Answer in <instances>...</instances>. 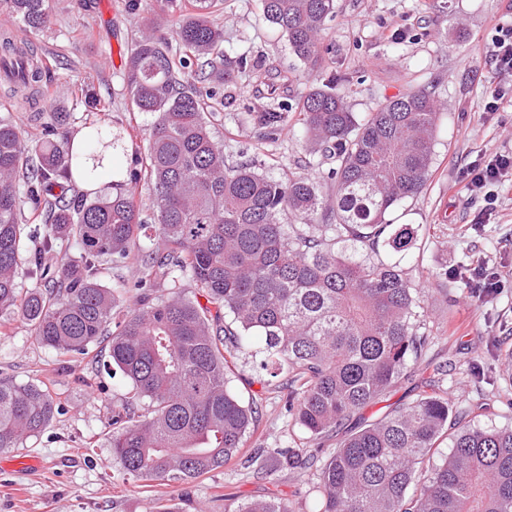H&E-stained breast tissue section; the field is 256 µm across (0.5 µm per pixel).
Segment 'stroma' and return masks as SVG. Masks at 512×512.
I'll return each mask as SVG.
<instances>
[{"label": "stroma", "instance_id": "obj_1", "mask_svg": "<svg viewBox=\"0 0 512 512\" xmlns=\"http://www.w3.org/2000/svg\"><path fill=\"white\" fill-rule=\"evenodd\" d=\"M218 22L225 50L249 61L245 73L225 84L212 118L231 160L254 151L257 133L243 117L264 102L270 88L282 91L293 112L334 73L351 111L361 116L383 99L432 84L441 112L432 174L422 192L393 213L421 228L403 264L424 299L432 341L415 372L364 415L377 419L412 402L443 369L441 389L450 399L490 402L480 424L511 423L512 366L504 356L512 352V290L484 303L466 276L471 264L486 258L512 277V186L501 189L498 213L479 224L483 201L467 193L461 173L483 154L512 148V101L503 102L500 112L483 114L491 83L476 57L496 24L512 25V0H336L321 40L322 63L313 69L300 63L264 18L259 0H224ZM140 28L141 15L128 10L127 0H55L49 28L26 36L43 59L48 102L66 107L72 127L83 124L81 102L91 93L107 107L103 124L128 126L143 136L150 118L134 110L123 82V52ZM266 151L289 168L304 162V174L316 181L331 165L293 127ZM57 358L21 317L0 330V377L43 381L59 405L38 437L0 452V512H225L233 499L272 497L309 512L318 493L308 469L261 481L244 476L233 462L182 489L123 482L106 433L113 409L132 398L130 384L104 363L79 358L60 366ZM234 388L258 407L259 428L249 447L289 444L293 430L278 379L245 363ZM23 455L38 459L40 468L15 471L13 462Z\"/></svg>", "mask_w": 512, "mask_h": 512}]
</instances>
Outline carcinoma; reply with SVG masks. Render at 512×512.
Here are the masks:
<instances>
[{"label": "carcinoma", "mask_w": 512, "mask_h": 512, "mask_svg": "<svg viewBox=\"0 0 512 512\" xmlns=\"http://www.w3.org/2000/svg\"><path fill=\"white\" fill-rule=\"evenodd\" d=\"M222 4L161 0L142 17L124 81L133 107L152 118L146 145L85 123L88 151L110 146L126 159L112 168L125 177L112 194L89 201L75 190L70 113H34L39 134L30 141L0 116V327L1 317L20 315L43 345L82 356L112 328L110 363L134 390L107 432L125 482L181 487L240 457L268 479L279 467H311L304 453L336 433L311 512H512V426L482 427L472 404L434 389L379 419L363 416L430 344L421 297L379 248L400 254L417 238V228L388 215L431 175L436 100L422 86L359 119L332 76L291 118L272 89L246 113L258 139L273 143L292 122L336 166L319 183L292 170L276 175L257 154L230 164L206 109L248 60L224 52ZM261 7L297 59L316 64L336 0ZM52 8V0H0V12L29 34L49 27ZM37 61L17 59L11 32H0L8 99L37 104ZM140 186L147 206L135 198ZM27 211L39 223H27ZM285 212L299 223H282ZM25 237L38 243L26 254ZM70 241L78 255L54 262ZM130 260L142 268L136 280L101 282V266ZM23 264L39 284L25 292ZM186 280L192 296L180 291ZM160 287L168 293L155 294ZM126 296L137 307L122 314ZM254 341L261 370L288 373L285 409L302 431L294 447L246 450L255 411L234 390L233 367ZM56 414L47 385L1 377L0 452L39 436ZM445 436L448 455L435 463ZM230 512L294 508L270 498Z\"/></svg>", "instance_id": "obj_1"}]
</instances>
